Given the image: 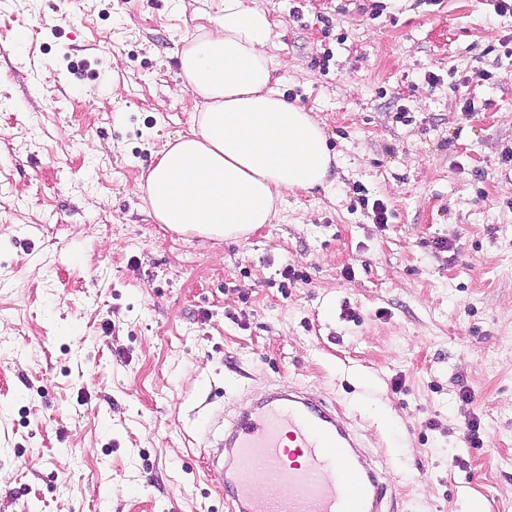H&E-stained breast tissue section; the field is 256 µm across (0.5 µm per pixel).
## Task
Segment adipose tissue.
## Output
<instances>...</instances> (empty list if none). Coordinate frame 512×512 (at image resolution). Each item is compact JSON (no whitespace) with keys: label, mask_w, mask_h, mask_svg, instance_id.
<instances>
[{"label":"adipose tissue","mask_w":512,"mask_h":512,"mask_svg":"<svg viewBox=\"0 0 512 512\" xmlns=\"http://www.w3.org/2000/svg\"><path fill=\"white\" fill-rule=\"evenodd\" d=\"M275 23L244 0H223L181 51L182 90L202 102L188 135L163 151L146 181L154 219L203 239L272 223L288 190L326 183L334 156L303 107L271 88Z\"/></svg>","instance_id":"ef3b65f1"}]
</instances>
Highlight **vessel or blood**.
Masks as SVG:
<instances>
[{
    "label": "vessel or blood",
    "mask_w": 512,
    "mask_h": 512,
    "mask_svg": "<svg viewBox=\"0 0 512 512\" xmlns=\"http://www.w3.org/2000/svg\"><path fill=\"white\" fill-rule=\"evenodd\" d=\"M227 512H385L386 485L335 407L270 391L210 456Z\"/></svg>",
    "instance_id": "obj_1"
}]
</instances>
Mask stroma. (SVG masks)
<instances>
[{
    "label": "stroma",
    "instance_id": "stroma-1",
    "mask_svg": "<svg viewBox=\"0 0 512 512\" xmlns=\"http://www.w3.org/2000/svg\"><path fill=\"white\" fill-rule=\"evenodd\" d=\"M248 3L336 162L204 245L145 182L220 0H0V512H225L208 421L274 387L336 406L394 512H512V12Z\"/></svg>",
    "mask_w": 512,
    "mask_h": 512
}]
</instances>
